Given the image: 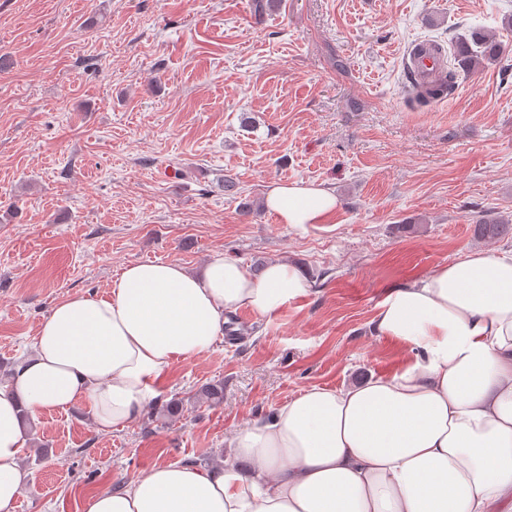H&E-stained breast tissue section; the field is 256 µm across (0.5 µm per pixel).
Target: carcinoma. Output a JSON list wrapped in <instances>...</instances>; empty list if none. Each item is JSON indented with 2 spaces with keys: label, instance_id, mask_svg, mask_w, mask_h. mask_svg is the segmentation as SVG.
Wrapping results in <instances>:
<instances>
[{
  "label": "carcinoma",
  "instance_id": "carcinoma-1",
  "mask_svg": "<svg viewBox=\"0 0 512 512\" xmlns=\"http://www.w3.org/2000/svg\"><path fill=\"white\" fill-rule=\"evenodd\" d=\"M501 45L488 37L480 29H472L469 34L456 41V50L444 64L434 84L423 88L414 84L413 98L420 104L443 99L451 95L458 83L460 73L468 72L482 62H496L502 56ZM475 235L479 238L494 239L512 234V218L497 216L481 217L475 222Z\"/></svg>",
  "mask_w": 512,
  "mask_h": 512
}]
</instances>
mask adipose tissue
Listing matches in <instances>:
<instances>
[{"label":"adipose tissue","mask_w":512,"mask_h":512,"mask_svg":"<svg viewBox=\"0 0 512 512\" xmlns=\"http://www.w3.org/2000/svg\"><path fill=\"white\" fill-rule=\"evenodd\" d=\"M327 187L270 184L278 223H325ZM305 268L261 272L213 255L125 266L107 295L56 303L34 349L0 387V512L29 481L21 409L85 402L96 430L126 427L176 359L210 353L230 313L272 315L307 296ZM377 335L416 352L392 375L312 387L230 434L223 465L163 464L90 496L85 512H512V250L474 251L389 291Z\"/></svg>","instance_id":"ef3b65f1"}]
</instances>
